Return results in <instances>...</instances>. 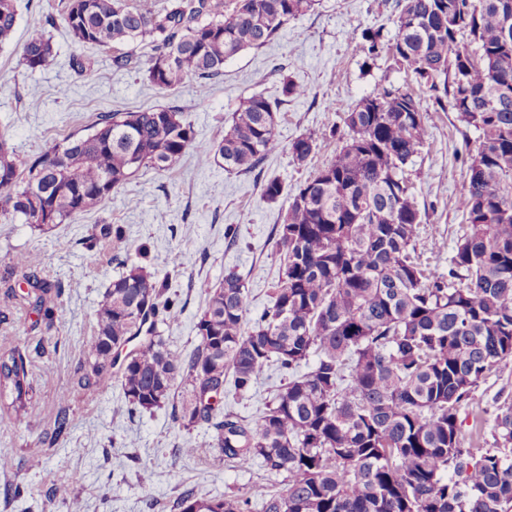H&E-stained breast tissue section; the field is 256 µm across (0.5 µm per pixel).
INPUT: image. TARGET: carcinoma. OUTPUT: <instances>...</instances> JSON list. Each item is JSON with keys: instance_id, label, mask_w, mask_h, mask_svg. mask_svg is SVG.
<instances>
[{"instance_id": "obj_1", "label": "carcinoma", "mask_w": 512, "mask_h": 512, "mask_svg": "<svg viewBox=\"0 0 512 512\" xmlns=\"http://www.w3.org/2000/svg\"><path fill=\"white\" fill-rule=\"evenodd\" d=\"M314 2L232 0L226 18L222 0H170L163 9L154 0H67L63 17L75 41L115 50L116 71L139 67L134 49L149 41L148 83L173 92L195 78L204 97L225 61L264 47ZM397 9L393 58L442 111L479 133L460 202L469 230L448 273L416 254L422 218L408 170L424 145L425 100L383 87L347 113L342 146L314 177L292 189L277 178L263 184L264 200L289 202L275 229L284 264L258 318L247 319L243 279L225 274L208 291L198 343L185 355L157 331L159 311L174 307L166 281L133 264L106 288L83 345L78 385L86 396L116 367L131 408L169 403L183 429L213 428L220 459L244 469L260 459L286 473L285 489L264 495L263 512H512V405L496 417L495 448L464 447L460 420L478 382L512 358V31L504 28L512 0H401ZM16 24L14 0H0V43ZM364 39L366 58L376 59L383 29ZM53 57L44 26L32 27L23 64L33 72ZM276 122V106L246 96L224 138L198 146L177 109L114 112L91 133L47 146L25 178L0 138V218L41 231L71 224L140 169L168 171L190 148L203 165L251 172L278 150ZM327 135L336 130L295 139L293 160L306 162ZM41 194L51 207L47 223L37 214ZM122 241L120 227L103 224L87 249ZM22 279L21 294L5 284L3 309L27 302L52 320L61 284L34 271ZM272 365L288 381L256 422L219 408L228 379L244 392ZM29 366L18 346L0 344V400L11 398L25 423L35 418ZM69 400L59 395L53 432L41 443L66 434ZM50 493L83 512L72 484ZM173 508L249 512L250 498L188 492Z\"/></svg>"}]
</instances>
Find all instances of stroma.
<instances>
[{
    "label": "stroma",
    "mask_w": 512,
    "mask_h": 512,
    "mask_svg": "<svg viewBox=\"0 0 512 512\" xmlns=\"http://www.w3.org/2000/svg\"><path fill=\"white\" fill-rule=\"evenodd\" d=\"M62 2L15 0V31L0 43V136L20 159H33L47 144L67 136L90 133L103 115L159 107L181 111L197 143L212 145L222 139L239 98L251 94L277 104L280 147L251 173L202 165L194 151H187L170 171H139L106 204L49 233L0 221V278L24 257L33 271L61 281L64 288L53 322L19 308L0 322V336L9 337L31 361L37 411L35 421L26 425L15 422L10 410H0V455L14 460L13 470L0 475V512H68L65 502L48 496L53 485L67 482L84 512H172L185 491L207 498L248 491L251 512H261L260 492L283 488V474L258 463L243 469L219 460L210 446L212 428H181L170 406L130 410L114 377L95 399L72 400L67 433L39 463H32L31 448L53 430L60 392L76 387L83 343L92 333L103 293L123 271L117 262L90 255L83 241L93 225L105 222L122 226L127 244L144 247L141 263L166 279L175 302V319L164 330L172 348L188 352L196 346L205 288L228 272L245 280L251 315L262 313L271 304L282 268L274 229L283 208L263 201L262 186L274 177L288 187L303 183L340 146L336 139L320 141L300 165L289 153L291 143L302 134L342 126L345 112L379 87L427 93L389 53L371 63L365 60L364 31L379 27L393 37L395 0H316L313 9L290 20L266 46L228 59L203 99L192 81L161 92L141 69L113 70L112 48L74 41ZM36 21L44 23L56 55L33 72L22 63V46ZM79 57L93 58L94 68L78 71L74 61ZM285 77L304 87L305 95L284 97ZM477 147L474 129L456 113L429 104L424 146L409 174L422 215L417 253L421 262L442 272L467 229L460 198ZM284 382L281 372L268 369L246 392L226 388L224 407L256 421ZM510 404L512 359H507L479 381L462 411L465 445L495 447V418ZM145 469L152 474L147 485L139 479ZM10 483L22 486L21 498L5 497L3 487Z\"/></svg>",
    "instance_id": "1"
}]
</instances>
